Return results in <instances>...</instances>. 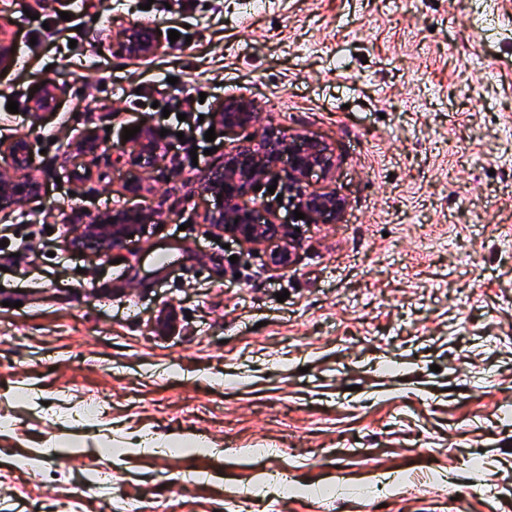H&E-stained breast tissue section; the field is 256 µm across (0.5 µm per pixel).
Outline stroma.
Listing matches in <instances>:
<instances>
[{"label": "stroma", "instance_id": "35a3bbf8", "mask_svg": "<svg viewBox=\"0 0 512 512\" xmlns=\"http://www.w3.org/2000/svg\"><path fill=\"white\" fill-rule=\"evenodd\" d=\"M142 2L0 0V179L38 187L0 203L29 238L0 254V512H512V0ZM190 94L256 115L177 172L156 101ZM269 127L328 144L306 186L344 202L285 265L204 222ZM136 206L146 237L71 251ZM125 44L126 50L130 55L142 56L153 52L157 44L152 31L142 30L135 26L132 27L127 36Z\"/></svg>", "mask_w": 512, "mask_h": 512}]
</instances>
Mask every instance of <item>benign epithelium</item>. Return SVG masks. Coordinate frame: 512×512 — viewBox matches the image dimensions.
<instances>
[{
    "label": "benign epithelium",
    "mask_w": 512,
    "mask_h": 512,
    "mask_svg": "<svg viewBox=\"0 0 512 512\" xmlns=\"http://www.w3.org/2000/svg\"><path fill=\"white\" fill-rule=\"evenodd\" d=\"M125 48L131 55L142 56L153 52L157 44L151 31L135 26L129 31ZM219 115L224 120V128L236 129L254 120L255 108L246 97L231 96L224 100ZM285 157L288 158V190L293 194L296 210L303 213L307 221L336 223L344 207L343 201L334 192L309 191L305 186L312 173L327 175L332 171L333 151L320 141L287 139L274 129L263 131L256 143L224 154V173L208 185L211 194L221 195L222 206L205 213V223L235 239L258 244L293 236V230L287 229V225L277 223L275 214L261 220L258 209L245 203V198L253 191L255 172L262 168L273 169ZM35 193L36 186L30 182L0 180V197L5 194L14 198L29 197ZM150 223V215L143 211H117L112 214L110 224L83 225L76 240L100 234L107 240L110 252L128 235L147 233Z\"/></svg>",
    "instance_id": "1"
}]
</instances>
